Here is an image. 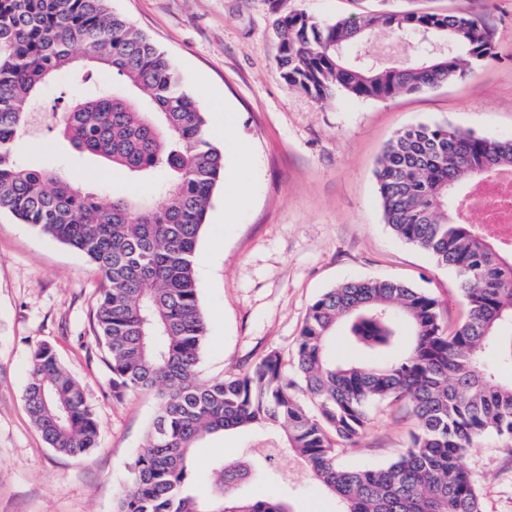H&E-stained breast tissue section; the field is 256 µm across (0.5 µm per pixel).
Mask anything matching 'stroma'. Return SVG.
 <instances>
[{
	"label": "stroma",
	"instance_id": "stroma-1",
	"mask_svg": "<svg viewBox=\"0 0 512 512\" xmlns=\"http://www.w3.org/2000/svg\"><path fill=\"white\" fill-rule=\"evenodd\" d=\"M112 12L147 35L204 107L213 142L224 150L198 246L195 275L207 336L201 380L243 373L269 352L295 377L296 340L311 303L354 279L397 280L429 294L455 329L467 315L460 282L383 220L375 170L395 136L420 123L449 124L512 137V0H392L394 10L468 9L490 30L495 56L435 89L387 100L344 94L317 101L277 69L276 19L304 13L323 22L359 17L377 0H110ZM21 155L81 184L150 195L149 185L78 157L53 132L22 138ZM241 180L238 204L226 183ZM102 276L86 257L0 212V512H114L129 463L144 446L159 399L152 391L112 394V374L95 339ZM53 346L83 387L100 424L97 449L75 458L49 448L24 402L33 348ZM416 422L398 405L373 408L357 444L339 449L351 467L377 466L409 445ZM259 430L198 444L192 492H211L220 461L265 448ZM287 475L255 478L241 493L288 498L294 512H339L293 453L269 462ZM483 512H512V443L488 437L463 459Z\"/></svg>",
	"mask_w": 512,
	"mask_h": 512
}]
</instances>
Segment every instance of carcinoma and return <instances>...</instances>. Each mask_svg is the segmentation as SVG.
<instances>
[{"label":"carcinoma","mask_w":512,"mask_h":512,"mask_svg":"<svg viewBox=\"0 0 512 512\" xmlns=\"http://www.w3.org/2000/svg\"><path fill=\"white\" fill-rule=\"evenodd\" d=\"M412 36L414 55L383 67L366 56L375 29ZM277 67L317 101L338 92L361 99L431 90L494 56L491 34L459 9L380 10L333 23L305 14L277 19ZM82 81L104 66L119 84L85 98H56L50 129L79 155L99 159L154 194L104 195L16 152L46 89L76 58ZM512 169V139L449 124L400 132L375 172L385 223L454 271L468 317L453 331L438 301L407 284L357 279L310 306L288 378L271 353L243 374L204 382L198 364L207 328L195 277L198 244L224 151L206 112L145 35L112 13L109 0H0V210L87 257L100 271L96 340L108 356L112 391L154 389L160 399L145 446L128 468L115 512H290L276 495L248 499L237 487L261 462L223 463L212 491H189V457L218 433L258 428L283 433L341 512H482L462 458L495 434L512 440V252L458 216L470 183ZM371 357L336 358L332 342ZM312 408L294 396L296 383ZM24 399L45 442L66 455L98 447L99 425L80 385L48 344L27 366ZM408 407L416 419L407 450L374 468L336 462L338 447L364 435L370 409Z\"/></svg>","instance_id":"1"}]
</instances>
